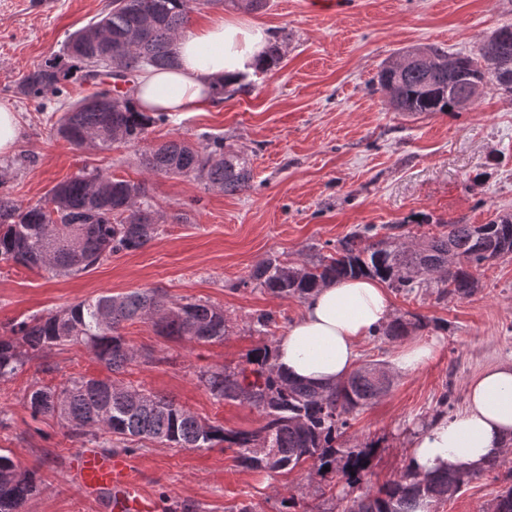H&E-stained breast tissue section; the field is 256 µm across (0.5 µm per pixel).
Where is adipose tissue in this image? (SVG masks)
I'll return each instance as SVG.
<instances>
[{
    "instance_id": "adipose-tissue-1",
    "label": "adipose tissue",
    "mask_w": 512,
    "mask_h": 512,
    "mask_svg": "<svg viewBox=\"0 0 512 512\" xmlns=\"http://www.w3.org/2000/svg\"><path fill=\"white\" fill-rule=\"evenodd\" d=\"M265 27L217 19L181 36L177 63L139 74L133 95L142 112H197L212 105L223 81L241 82L263 56ZM392 307L380 281L369 277L327 283L308 296L302 315L275 344V364L287 378L318 388L339 385L353 372L359 344L390 323ZM512 446V365L486 369L466 390L465 409L435 420L408 445V459L422 474L473 471Z\"/></svg>"
}]
</instances>
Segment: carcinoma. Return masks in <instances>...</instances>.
Returning <instances> with one entry per match:
<instances>
[{"mask_svg":"<svg viewBox=\"0 0 512 512\" xmlns=\"http://www.w3.org/2000/svg\"><path fill=\"white\" fill-rule=\"evenodd\" d=\"M212 5L261 11L268 0H206ZM200 0H110L101 17L71 33L53 58L31 68L16 93L41 106L47 93L64 110L54 124L57 137L77 148L110 150L114 144L143 146L139 163L150 174L192 177L207 189L240 194L251 189L252 173L244 155L224 149V139L191 143L174 138L147 143L150 128L170 122L166 112L135 109L129 92L105 81L77 101L69 84L84 86L92 76L120 71L132 82L143 70L176 63V43L189 26ZM501 63L485 69L481 54L448 57L436 45L425 49L428 64L397 68L389 61L377 85L390 90L389 104L414 115L457 111L456 99L470 94L472 81L493 82L512 93V25L496 29ZM163 215L142 182L117 179L92 169L55 185L45 203L25 208L0 194V262L41 268L54 276H71L108 256L144 248L159 234ZM512 254V214L485 224H450L448 231L409 248L376 228L357 229L315 262H286L271 257L250 275L248 284L273 296L304 299L326 281L357 275L378 279L409 294L436 285L440 298L468 297L478 287L475 271L491 260ZM149 320L157 333L198 343L226 335L224 310L203 300L173 302L157 289L100 294L66 308L34 315L0 336V379L13 376L34 357L53 348L86 347L112 372L130 363L135 352L122 330L124 323ZM427 322L399 319L373 334L396 340L409 328ZM273 343L247 354L233 371L208 370L199 379L213 398L246 403L264 416L254 430L226 429L207 423L174 400L145 390L116 387L110 380L67 379L54 388L27 395L33 416H53L75 438L101 434L164 443L174 448L235 449L242 466L268 473L308 466L325 478L339 475L355 488L371 474L372 448L357 452L337 446L356 412L387 392L375 366L356 369L344 383L329 389L290 381L275 368ZM494 460L471 472L439 471L421 475L405 467L396 480L355 497L349 512H416L448 500V488L469 483L497 468ZM39 490V478L0 452V512H25Z\"/></svg>","mask_w":512,"mask_h":512,"instance_id":"1","label":"carcinoma"}]
</instances>
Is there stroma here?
Returning a JSON list of instances; mask_svg holds the SVG:
<instances>
[{
  "label": "stroma",
  "instance_id": "obj_1",
  "mask_svg": "<svg viewBox=\"0 0 512 512\" xmlns=\"http://www.w3.org/2000/svg\"><path fill=\"white\" fill-rule=\"evenodd\" d=\"M108 0H0V103L20 119L19 144L0 158V192L25 207L47 198L56 184L83 168L145 182L165 216L146 247L121 252L77 276L0 262V336L12 324L103 293L160 288L170 300L202 299L223 309L224 340L198 344L157 335L151 322L126 323L123 334L136 356L121 383L174 399L199 418L228 429L254 430L262 414L246 404L215 400L200 383L207 368H235L264 339L252 320L274 313L272 336H281L303 310L247 286L265 260L313 261L329 244L366 224L411 242L443 232L447 223L484 224L512 213V95L487 84L463 112L408 116L394 111L371 81L401 48L437 44L448 53L476 54L496 28L512 24V0H334L330 11L311 0H269L244 13L266 27L282 60L271 71L239 82L237 93L199 112L172 116L149 135L153 144L180 137L193 142L223 137L248 158L251 190L229 195L205 190L191 177L151 175L137 147L100 151L75 148L53 135L55 102L39 108L16 86L67 36L100 13ZM186 222H173L175 213ZM470 297L437 298L430 288L391 293L393 315H418L428 328L398 340L366 338L361 363H389L414 341L436 351L417 374L393 378L387 394L363 408L341 447L378 445L366 485L397 479L407 463L406 444L436 418L442 396L465 407L467 384L485 369L512 363V255L477 272ZM71 376L106 379L110 372L84 347L55 349L0 380V448L35 471L40 492L26 512H111L110 495L83 497L71 479L78 451L119 447L117 437L88 441L69 436L50 416L32 417L26 395ZM137 489L150 512H282L295 498L304 512H348L359 489L342 479L320 480L308 468L258 473L239 466L233 450L169 448L151 442L126 452ZM512 488V456L494 472L468 483L437 512H487Z\"/></svg>",
  "mask_w": 512,
  "mask_h": 512
}]
</instances>
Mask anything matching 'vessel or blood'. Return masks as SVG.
I'll return each instance as SVG.
<instances>
[{"instance_id": "obj_1", "label": "vessel or blood", "mask_w": 512, "mask_h": 512, "mask_svg": "<svg viewBox=\"0 0 512 512\" xmlns=\"http://www.w3.org/2000/svg\"><path fill=\"white\" fill-rule=\"evenodd\" d=\"M74 469L75 480L84 494L108 490L112 493L113 512H140L142 501L125 458L87 451L78 454Z\"/></svg>"}]
</instances>
